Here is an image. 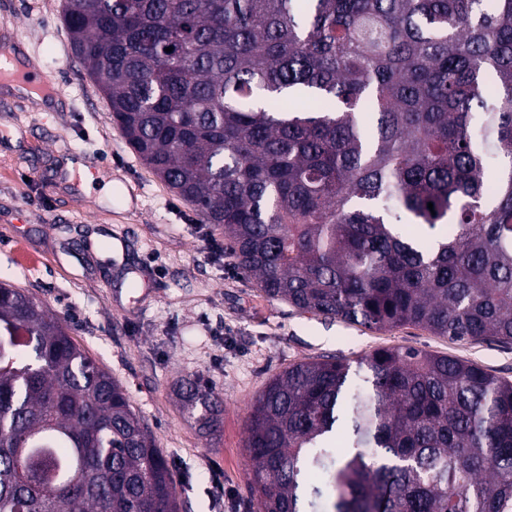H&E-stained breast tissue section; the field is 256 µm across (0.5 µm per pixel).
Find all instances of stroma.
I'll use <instances>...</instances> for the list:
<instances>
[{"label": "stroma", "mask_w": 512, "mask_h": 512, "mask_svg": "<svg viewBox=\"0 0 512 512\" xmlns=\"http://www.w3.org/2000/svg\"><path fill=\"white\" fill-rule=\"evenodd\" d=\"M63 0H0V45L26 46L61 109L0 89V280L25 289L126 389L173 466L180 512H254L250 404L301 361L389 346L473 363L512 381V345L452 341L414 326L367 329L269 299L193 205L127 144L108 100L72 51ZM100 167L85 187L69 162ZM112 182V197L101 188ZM219 391V426L202 434L180 396L186 378Z\"/></svg>", "instance_id": "35a3bbf8"}]
</instances>
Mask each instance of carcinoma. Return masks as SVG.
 <instances>
[{
	"instance_id": "1",
	"label": "carcinoma",
	"mask_w": 512,
	"mask_h": 512,
	"mask_svg": "<svg viewBox=\"0 0 512 512\" xmlns=\"http://www.w3.org/2000/svg\"><path fill=\"white\" fill-rule=\"evenodd\" d=\"M62 19L128 145L268 298L512 344V0H64ZM183 400L216 429L218 392ZM247 433L257 512H512V382L446 355L297 363ZM0 512H179L124 387L3 282Z\"/></svg>"
}]
</instances>
